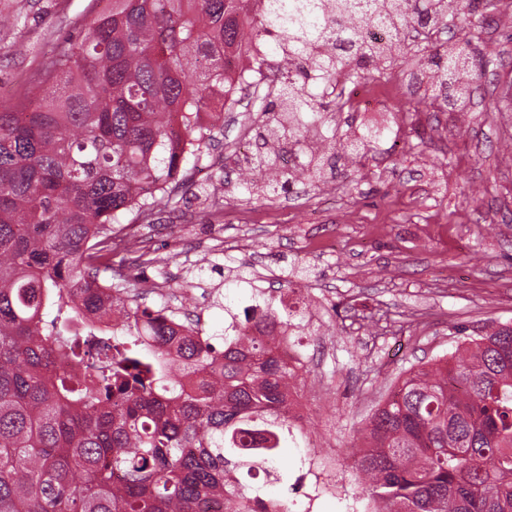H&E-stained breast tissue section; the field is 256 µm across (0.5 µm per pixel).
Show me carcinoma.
I'll use <instances>...</instances> for the list:
<instances>
[{
	"mask_svg": "<svg viewBox=\"0 0 512 512\" xmlns=\"http://www.w3.org/2000/svg\"><path fill=\"white\" fill-rule=\"evenodd\" d=\"M367 12L430 30L448 0H92L78 38L0 110V512H288L239 479L281 480L299 378L251 323L306 315L239 269L224 285L255 297L244 321L230 314L234 336L217 346L198 318L178 335L169 307L141 302L127 263L143 239L122 219L169 205L182 143L211 146L201 114L247 34L274 38L287 65L254 128L261 150L237 163L243 188L286 194L335 174V156L366 159L377 133L336 125L312 88L408 54L347 25ZM466 62L417 57L443 88ZM89 315L117 321L72 331ZM352 469L367 512H512V324L403 377Z\"/></svg>",
	"mask_w": 512,
	"mask_h": 512,
	"instance_id": "1",
	"label": "carcinoma"
}]
</instances>
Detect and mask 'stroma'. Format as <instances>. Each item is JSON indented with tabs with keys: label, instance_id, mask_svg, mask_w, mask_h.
<instances>
[{
	"label": "stroma",
	"instance_id": "stroma-1",
	"mask_svg": "<svg viewBox=\"0 0 512 512\" xmlns=\"http://www.w3.org/2000/svg\"><path fill=\"white\" fill-rule=\"evenodd\" d=\"M90 0H0V100L37 83L53 45L77 37ZM470 39L489 64L469 78L467 113L439 112L430 94L407 92V63L370 71L380 101L358 113L361 127L383 130L362 166L341 160L326 184L269 197L247 193L224 170L229 142L256 149L258 112H227L211 124L215 145L181 164L172 201L124 221L160 242L140 271L151 306L193 308L208 334L250 305L252 291L225 286L230 262L268 280H291L324 322L297 336L311 354L300 394L304 433L335 454L348 497L326 495L314 512H365L350 503L360 486L351 470L356 431L410 369L454 352L486 327L512 322V7L483 0L468 22L450 20L432 46ZM399 125H392V112ZM202 277L199 288L186 280ZM304 440L281 452L284 481L257 477L262 498L309 506L290 484L302 472Z\"/></svg>",
	"mask_w": 512,
	"mask_h": 512
}]
</instances>
